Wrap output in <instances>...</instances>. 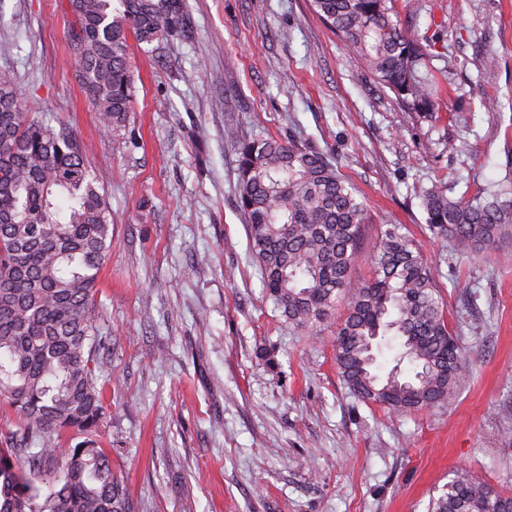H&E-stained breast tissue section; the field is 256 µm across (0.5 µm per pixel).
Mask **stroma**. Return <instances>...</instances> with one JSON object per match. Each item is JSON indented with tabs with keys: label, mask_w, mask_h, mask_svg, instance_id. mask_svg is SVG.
<instances>
[{
	"label": "stroma",
	"mask_w": 512,
	"mask_h": 512,
	"mask_svg": "<svg viewBox=\"0 0 512 512\" xmlns=\"http://www.w3.org/2000/svg\"><path fill=\"white\" fill-rule=\"evenodd\" d=\"M395 4L434 46L431 116L365 75L309 0H186L181 35L130 47L120 153L82 92L68 0H0V73L104 177L96 438L142 512H428L457 472L512 494V237L462 249L432 238L422 207L430 188L456 199L512 178V0ZM230 128L308 144L354 182L373 218L355 278L370 277L383 225L421 243L469 370L452 406L362 402L333 328L288 327L236 209Z\"/></svg>",
	"instance_id": "stroma-1"
}]
</instances>
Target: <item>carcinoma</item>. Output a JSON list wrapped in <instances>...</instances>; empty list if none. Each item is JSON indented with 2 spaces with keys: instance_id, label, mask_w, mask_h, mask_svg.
Segmentation results:
<instances>
[{
  "instance_id": "obj_1",
  "label": "carcinoma",
  "mask_w": 512,
  "mask_h": 512,
  "mask_svg": "<svg viewBox=\"0 0 512 512\" xmlns=\"http://www.w3.org/2000/svg\"><path fill=\"white\" fill-rule=\"evenodd\" d=\"M367 72L406 107L434 112L420 68L431 46L392 19L393 0H310ZM82 90L118 148L134 99L128 35L151 46L183 31L184 0H69ZM235 199L268 299L288 325L313 333L345 308L336 363L360 400L394 412L445 407L466 374L445 301L421 245L401 224L381 231L368 281L351 275L366 224L357 188L313 147L240 139ZM431 235L486 249L512 236V181L492 194L451 199L425 191ZM112 243L100 179L78 141L31 118L0 75V399L18 417L0 448V512H136L93 432L104 414L102 334L94 295ZM398 341L412 374L377 372L376 352ZM73 431L83 440L61 449ZM52 482L42 489L43 473ZM430 512H512V495L462 474Z\"/></svg>"
}]
</instances>
